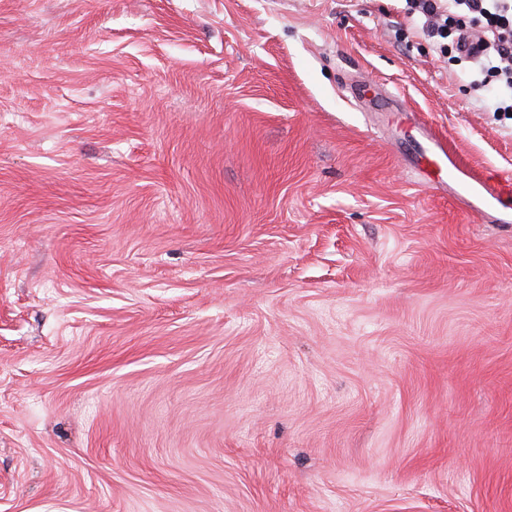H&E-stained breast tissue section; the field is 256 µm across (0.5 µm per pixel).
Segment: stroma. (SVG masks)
<instances>
[{"mask_svg": "<svg viewBox=\"0 0 512 512\" xmlns=\"http://www.w3.org/2000/svg\"><path fill=\"white\" fill-rule=\"evenodd\" d=\"M421 25L0 0V512H512V202L447 173L512 114Z\"/></svg>", "mask_w": 512, "mask_h": 512, "instance_id": "stroma-1", "label": "stroma"}]
</instances>
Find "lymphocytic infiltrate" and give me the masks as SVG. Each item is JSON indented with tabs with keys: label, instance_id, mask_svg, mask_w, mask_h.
Returning <instances> with one entry per match:
<instances>
[{
	"label": "lymphocytic infiltrate",
	"instance_id": "1",
	"mask_svg": "<svg viewBox=\"0 0 512 512\" xmlns=\"http://www.w3.org/2000/svg\"><path fill=\"white\" fill-rule=\"evenodd\" d=\"M433 37L452 39L474 60L482 86L496 95L495 109L512 112V0H406Z\"/></svg>",
	"mask_w": 512,
	"mask_h": 512
}]
</instances>
